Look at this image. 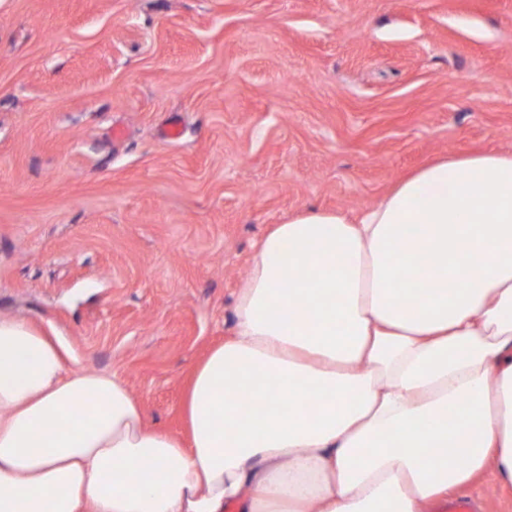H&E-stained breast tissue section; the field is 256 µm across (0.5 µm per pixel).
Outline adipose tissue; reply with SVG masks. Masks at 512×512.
Wrapping results in <instances>:
<instances>
[{
	"label": "adipose tissue",
	"mask_w": 512,
	"mask_h": 512,
	"mask_svg": "<svg viewBox=\"0 0 512 512\" xmlns=\"http://www.w3.org/2000/svg\"><path fill=\"white\" fill-rule=\"evenodd\" d=\"M184 410L187 439L151 428L117 375L0 318V512H423L490 467L512 487V154L274 225Z\"/></svg>",
	"instance_id": "obj_1"
}]
</instances>
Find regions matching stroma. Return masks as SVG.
<instances>
[{"instance_id":"obj_1","label":"stroma","mask_w":512,"mask_h":512,"mask_svg":"<svg viewBox=\"0 0 512 512\" xmlns=\"http://www.w3.org/2000/svg\"><path fill=\"white\" fill-rule=\"evenodd\" d=\"M488 151L512 153V0H0V317L183 434L272 225ZM458 492L512 512L494 472Z\"/></svg>"}]
</instances>
